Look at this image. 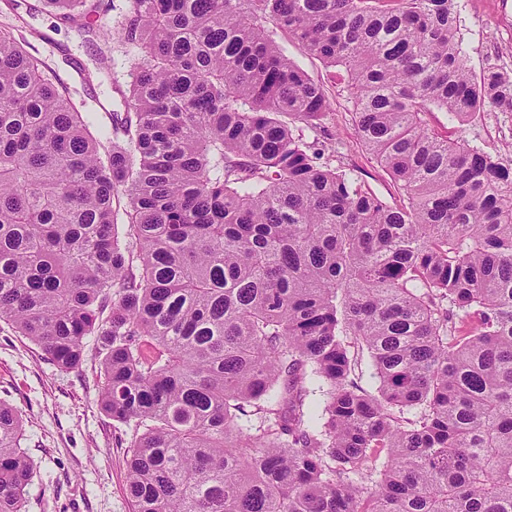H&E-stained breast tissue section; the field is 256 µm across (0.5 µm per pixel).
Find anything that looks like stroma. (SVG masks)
<instances>
[{"mask_svg": "<svg viewBox=\"0 0 512 512\" xmlns=\"http://www.w3.org/2000/svg\"><path fill=\"white\" fill-rule=\"evenodd\" d=\"M26 22L46 33L34 41L33 55L44 61L55 83L76 89L89 114L88 129L103 138L109 111L120 109L112 76L99 73L95 59L102 41L84 42L57 26L42 9L41 0H27ZM512 11V0H459V34L466 61L475 72L499 59L512 65V34L502 15ZM280 46L320 85L334 109L328 139L322 145L334 164L353 170L356 178L384 201L397 198L388 175L359 143L352 122V104L343 82L316 57L303 53L287 35ZM470 144L512 152V119L486 113L482 123L459 126ZM99 361L87 354L82 367L62 371L23 337L0 322V396L18 406L25 419V447L46 484L33 485L26 512H131L126 494L125 434L98 406L96 379Z\"/></svg>", "mask_w": 512, "mask_h": 512, "instance_id": "stroma-1", "label": "stroma"}]
</instances>
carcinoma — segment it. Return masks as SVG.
Masks as SVG:
<instances>
[{
	"instance_id": "carcinoma-1",
	"label": "carcinoma",
	"mask_w": 512,
	"mask_h": 512,
	"mask_svg": "<svg viewBox=\"0 0 512 512\" xmlns=\"http://www.w3.org/2000/svg\"><path fill=\"white\" fill-rule=\"evenodd\" d=\"M43 4L130 81L96 139L0 26V321L61 370L93 342L132 512H512V163L428 123L511 113L512 76L467 67L457 0ZM280 33L400 201L308 141L333 108ZM23 440L0 398V512ZM280 46L313 80L320 85L332 102L334 109L329 124L331 136L319 137V148L325 149V157L333 159V164H342L353 170L355 177L384 201L392 203L398 199V190L388 175L359 143L352 122V103L343 82L334 76L316 57L303 53L285 34L278 37ZM323 145V146H322ZM336 149V153H333ZM333 155V156H332Z\"/></svg>"
}]
</instances>
